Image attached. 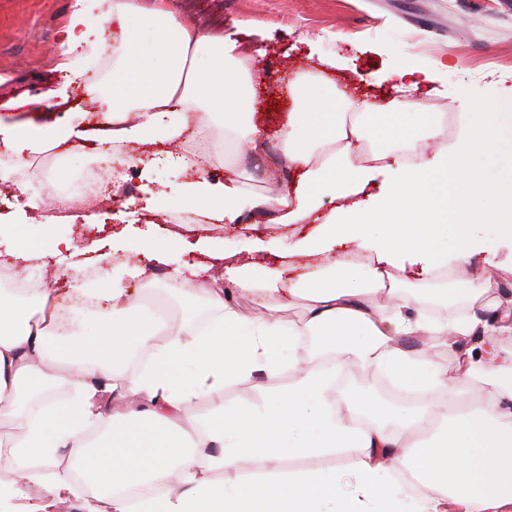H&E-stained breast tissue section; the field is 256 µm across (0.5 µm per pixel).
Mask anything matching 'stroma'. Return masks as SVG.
Returning <instances> with one entry per match:
<instances>
[{
  "label": "stroma",
  "mask_w": 512,
  "mask_h": 512,
  "mask_svg": "<svg viewBox=\"0 0 512 512\" xmlns=\"http://www.w3.org/2000/svg\"><path fill=\"white\" fill-rule=\"evenodd\" d=\"M74 0H0V120L35 123H80L82 140L62 146L67 172L91 161L105 125L96 107L75 89L68 98L56 96L61 81L59 42ZM175 15L192 19L211 34L236 33L239 51L251 56L258 74L252 119L271 144L294 107L289 84L297 73L327 80L337 94L371 98L383 103L399 99L390 73L410 70L418 82L413 99L427 109L445 111L451 130H458L470 112L483 103L512 93V0H164ZM181 143L155 144L147 149L150 179L132 168L110 187L119 207L88 205L68 219H52V207L25 206L26 197L42 198L41 179L24 184L0 183V225H19L24 245L49 248L54 236L71 237L73 254L49 259L46 270L26 269L25 279L55 289L66 297L72 276L84 271L86 260L106 253L112 234L122 229V210L137 212L140 224L164 233V214L145 211L148 194L170 193L185 175L169 161ZM479 234L485 252L474 256L470 270L505 263L490 291L496 302L512 307V247L500 241L493 225ZM293 369L282 368L274 380L255 377L226 384L225 404L262 406L273 387L288 385ZM380 371L343 368L336 378V399L346 389H359L381 405L402 412L420 411L424 399L395 397L378 384ZM358 452L346 448L332 462L314 456L287 458L281 474L316 471L332 466L342 491L355 486Z\"/></svg>",
  "instance_id": "stroma-1"
}]
</instances>
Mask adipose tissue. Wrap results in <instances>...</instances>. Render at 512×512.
<instances>
[{"instance_id": "adipose-tissue-1", "label": "adipose tissue", "mask_w": 512, "mask_h": 512, "mask_svg": "<svg viewBox=\"0 0 512 512\" xmlns=\"http://www.w3.org/2000/svg\"><path fill=\"white\" fill-rule=\"evenodd\" d=\"M95 7L96 0H75L60 69L72 85L81 81L91 44L112 46L109 89L83 86L108 126L100 150L118 158L129 145L189 138L188 115L199 111L223 115L224 144L236 155L266 153V135L249 113L253 61L239 54L235 40L137 0H111L120 34L110 40L95 30ZM315 84L306 73L290 84L298 109L281 145L289 170L300 173L294 192H254L238 166L215 181L181 156L188 178L159 203L164 210L193 209L212 224L234 223L244 204L274 209L283 225L306 224L323 192L356 194L373 172L390 170L376 203L340 207L296 242L293 255L308 261L304 273L286 264L256 277L220 243L200 239L221 273L197 288L174 269L172 294L207 309L210 318L176 326L130 295L125 280L139 275L135 265L105 271L99 282L74 279L65 307L50 288L0 289V423L23 427L21 437L0 438V461L8 465L0 496L16 490L33 496L27 512H441L448 500L460 512H512V350L497 342L512 334V311L485 298L494 272L459 275L482 250L476 226H499L512 240V98L471 113L451 148L432 149L447 128L429 121L430 136L406 139L417 161L394 169L390 151L366 149V125L404 113V105L351 101L331 88L315 98ZM77 136L68 125L0 127V150L23 165ZM478 155L496 177L472 169ZM448 226L455 237L450 247L440 243ZM350 242L367 251L368 262L312 265V258ZM444 270L455 279L443 300L465 312L441 322L429 318L428 301L411 281L434 280ZM228 282L260 296L264 314L230 303ZM84 298L105 306L90 335L60 323L64 309ZM300 299L302 319L281 318ZM398 335L446 338L460 355L455 377L396 345ZM303 336L332 362L301 366ZM135 352L147 361L126 373L123 365ZM350 361L382 369L424 396V408L406 415L360 391L333 405L336 373ZM285 366L295 368L293 382L272 392L262 409L221 402L228 382L257 372L272 379ZM56 386L67 389L66 398L54 396ZM478 387L486 395L476 402ZM203 396L216 404L201 417L194 405ZM418 427L425 440L407 444L406 431ZM343 448L359 451L354 492H341L330 469L285 478L274 471L281 458L330 459ZM243 455L262 467L261 475L203 478L204 470H229ZM391 457L417 478L420 501L390 482ZM130 487L135 496H125Z\"/></svg>"}]
</instances>
